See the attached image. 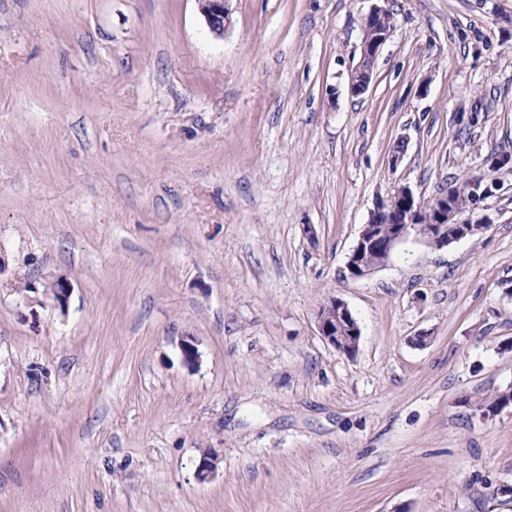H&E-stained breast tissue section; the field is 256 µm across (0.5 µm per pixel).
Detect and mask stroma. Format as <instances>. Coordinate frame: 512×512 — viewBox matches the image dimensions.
<instances>
[{"label": "stroma", "instance_id": "35a3bbf8", "mask_svg": "<svg viewBox=\"0 0 512 512\" xmlns=\"http://www.w3.org/2000/svg\"><path fill=\"white\" fill-rule=\"evenodd\" d=\"M374 2L0 0V512H512V0H385L355 96ZM467 178L489 228L349 276ZM231 0H195L200 14L204 17L210 31L222 36L230 23L229 2ZM386 11L387 9L384 7L375 5L362 22L361 56L349 75V90L352 95L359 96L368 90L372 80L374 62L391 35L390 28L394 26L392 13L389 12L381 21L382 26L387 28L386 30L380 31L376 26V20ZM317 326L323 339L336 350L347 355L358 350L360 328L343 300L331 298L323 304L317 313Z\"/></svg>", "mask_w": 512, "mask_h": 512}]
</instances>
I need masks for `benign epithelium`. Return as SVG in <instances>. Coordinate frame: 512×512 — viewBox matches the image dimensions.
<instances>
[{
    "instance_id": "7a95c632",
    "label": "benign epithelium",
    "mask_w": 512,
    "mask_h": 512,
    "mask_svg": "<svg viewBox=\"0 0 512 512\" xmlns=\"http://www.w3.org/2000/svg\"><path fill=\"white\" fill-rule=\"evenodd\" d=\"M195 2L210 31L217 36L224 35V29L230 23V0ZM385 12L384 7L375 5L362 22L361 56L349 75V90L353 95L359 96L368 90L374 62L391 35V30L382 31L376 26V20ZM393 197L401 200L399 209L388 212L386 202L382 201L372 213L375 220L363 225L346 263L350 277L367 276L374 268L384 264L395 249L411 236L421 238L431 246L443 247L470 234V222L458 220L465 209L464 203L449 196L446 190L425 203L417 200L412 190L403 185L396 189ZM381 218L388 225L385 232L377 226V220ZM47 288L55 303L61 308L65 307L72 288L71 281L59 275L48 283ZM317 326L323 339L336 350L347 355L358 350L360 328L343 300L332 298L323 304L317 313ZM179 348L184 362L189 366L196 365L199 352L195 338L183 336ZM218 463L219 456L213 449H203L197 477L202 481L210 478L217 470Z\"/></svg>"
}]
</instances>
